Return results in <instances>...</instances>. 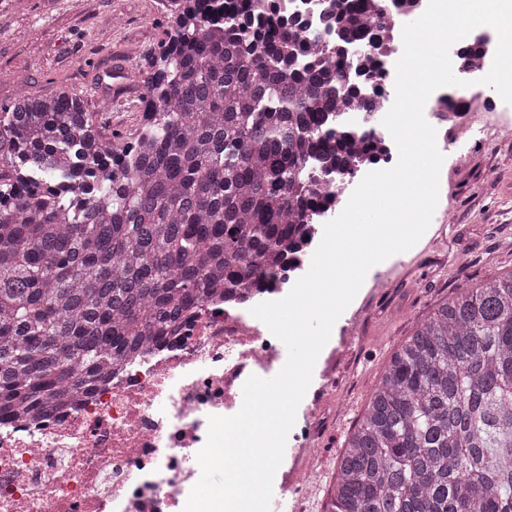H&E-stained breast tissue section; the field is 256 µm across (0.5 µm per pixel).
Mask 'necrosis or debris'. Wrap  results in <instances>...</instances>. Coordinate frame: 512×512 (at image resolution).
I'll use <instances>...</instances> for the list:
<instances>
[{
    "label": "necrosis or debris",
    "instance_id": "necrosis-or-debris-1",
    "mask_svg": "<svg viewBox=\"0 0 512 512\" xmlns=\"http://www.w3.org/2000/svg\"><path fill=\"white\" fill-rule=\"evenodd\" d=\"M426 0H390L373 56L390 69L403 53L402 28L419 17ZM478 103L472 87L429 97L426 119L439 150L512 131V120L463 123L454 111ZM283 285L254 301L216 298L192 309L160 347L125 362L111 380L78 405L51 419L0 422V512H183L201 470L210 416L235 414L250 375L275 376L287 360L283 343L253 317V303L284 298ZM356 310L341 328L319 373L313 410L291 430L273 480L281 512H309V495L325 472L314 427L337 371L350 364L358 326Z\"/></svg>",
    "mask_w": 512,
    "mask_h": 512
}]
</instances>
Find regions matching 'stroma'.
I'll return each instance as SVG.
<instances>
[{"label":"stroma","mask_w":512,"mask_h":512,"mask_svg":"<svg viewBox=\"0 0 512 512\" xmlns=\"http://www.w3.org/2000/svg\"><path fill=\"white\" fill-rule=\"evenodd\" d=\"M160 0H0V107L17 92L69 88L101 113L115 145L134 137L147 54L167 38ZM448 221L405 257V273L360 289L365 321L351 368L333 389L343 407L318 423L326 474L361 417L382 368L414 324L490 267L512 270V136L474 142L448 173Z\"/></svg>","instance_id":"1"}]
</instances>
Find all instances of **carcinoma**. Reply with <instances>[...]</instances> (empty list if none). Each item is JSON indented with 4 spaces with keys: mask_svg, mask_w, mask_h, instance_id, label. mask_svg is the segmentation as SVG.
<instances>
[{
    "mask_svg": "<svg viewBox=\"0 0 512 512\" xmlns=\"http://www.w3.org/2000/svg\"><path fill=\"white\" fill-rule=\"evenodd\" d=\"M142 121L118 148L81 94L0 113V418L49 417L217 293L287 280L329 186L382 140L368 29L387 0H162ZM336 39L339 60H319ZM324 512H512V271L453 294L391 354Z\"/></svg>",
    "mask_w": 512,
    "mask_h": 512,
    "instance_id": "1",
    "label": "carcinoma"
}]
</instances>
